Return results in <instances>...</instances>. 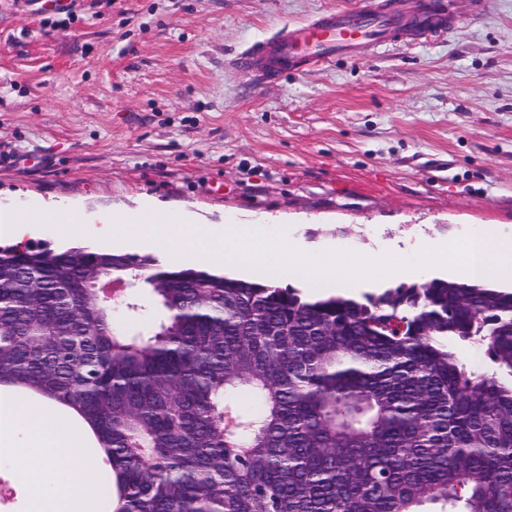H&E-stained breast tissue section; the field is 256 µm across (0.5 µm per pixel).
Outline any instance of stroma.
<instances>
[{
	"label": "stroma",
	"mask_w": 512,
	"mask_h": 512,
	"mask_svg": "<svg viewBox=\"0 0 512 512\" xmlns=\"http://www.w3.org/2000/svg\"><path fill=\"white\" fill-rule=\"evenodd\" d=\"M0 0V205L101 217L153 200L368 258L512 236V0L271 83L272 31L367 0Z\"/></svg>",
	"instance_id": "obj_1"
}]
</instances>
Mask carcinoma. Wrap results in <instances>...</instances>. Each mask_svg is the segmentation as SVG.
<instances>
[{
	"label": "carcinoma",
	"instance_id": "1",
	"mask_svg": "<svg viewBox=\"0 0 512 512\" xmlns=\"http://www.w3.org/2000/svg\"><path fill=\"white\" fill-rule=\"evenodd\" d=\"M149 286L117 327L92 287ZM120 305L140 325L149 307ZM512 291L432 279L316 297L110 249L0 248V389L76 412L109 512H512ZM450 346L475 372L484 374L496 372V365L492 363L488 355L479 346L459 341L451 342ZM475 354L478 356H475Z\"/></svg>",
	"mask_w": 512,
	"mask_h": 512
}]
</instances>
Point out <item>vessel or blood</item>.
I'll return each mask as SVG.
<instances>
[{"label": "vessel or blood", "instance_id": "obj_1", "mask_svg": "<svg viewBox=\"0 0 512 512\" xmlns=\"http://www.w3.org/2000/svg\"><path fill=\"white\" fill-rule=\"evenodd\" d=\"M407 28L432 35L438 31V21L429 13L402 16L388 0H377L372 7L339 9L277 30L255 48L240 52L234 62L238 69L246 70L254 53L264 54L271 76L279 78L302 66L357 57L364 47L391 41Z\"/></svg>", "mask_w": 512, "mask_h": 512}]
</instances>
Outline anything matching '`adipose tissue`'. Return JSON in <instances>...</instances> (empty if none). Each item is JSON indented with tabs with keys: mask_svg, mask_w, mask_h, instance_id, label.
<instances>
[{
	"mask_svg": "<svg viewBox=\"0 0 512 512\" xmlns=\"http://www.w3.org/2000/svg\"><path fill=\"white\" fill-rule=\"evenodd\" d=\"M0 463L27 484V512H100L97 463L82 433L53 405L0 394Z\"/></svg>",
	"mask_w": 512,
	"mask_h": 512,
	"instance_id": "obj_1",
	"label": "adipose tissue"
}]
</instances>
